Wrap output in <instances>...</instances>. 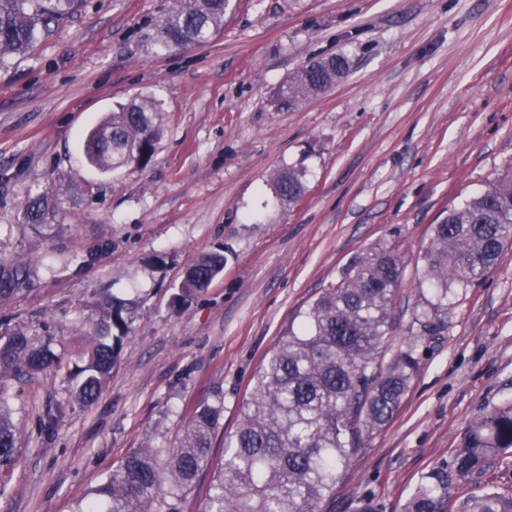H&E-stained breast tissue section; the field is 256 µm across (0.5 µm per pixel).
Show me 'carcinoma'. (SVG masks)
Segmentation results:
<instances>
[{
	"label": "carcinoma",
	"instance_id": "obj_1",
	"mask_svg": "<svg viewBox=\"0 0 512 512\" xmlns=\"http://www.w3.org/2000/svg\"><path fill=\"white\" fill-rule=\"evenodd\" d=\"M79 0H0V60L28 51L48 37ZM232 10V0H178L162 21L165 49L202 45L211 40ZM348 69L342 55L315 60L282 87L292 104L326 92ZM155 107L132 99L88 133L83 152L101 172L146 167L156 149ZM274 197L294 204L305 193L300 174L280 172ZM58 207L46 193L22 209L26 224L58 235ZM512 244V170L482 193L432 225L423 255L425 306L415 316L405 348L385 360L391 307L402 284L399 258L385 247L355 257L341 280L301 313L297 329L280 337L253 376L240 408L238 427L224 437V458L213 463L212 437L221 426L224 399L198 403L182 426L174 448H139L70 512H180L195 491L199 474L211 472L200 512H326L336 485L362 435L386 426L398 412L418 368L417 344L435 334L439 313L455 292L470 288L495 268ZM111 244L95 243L64 255L49 253L22 263L0 255V303L26 291L34 280L57 271L56 256L74 273L100 261ZM221 250L201 255L185 271L172 297L189 305L224 270ZM131 311L111 299L97 302L89 318V343L78 360L55 347L51 336L33 334L19 324L0 322V495L5 494L17 461V431L11 421L12 387L40 373L67 370L69 397L94 403L112 372ZM512 454V398L474 420L452 451L450 461L425 474L402 512H512V494L487 488L458 502V482L480 474Z\"/></svg>",
	"mask_w": 512,
	"mask_h": 512
}]
</instances>
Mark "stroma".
<instances>
[{
  "mask_svg": "<svg viewBox=\"0 0 512 512\" xmlns=\"http://www.w3.org/2000/svg\"><path fill=\"white\" fill-rule=\"evenodd\" d=\"M175 0H83L27 54L0 64V254L32 262L96 239L112 251L0 304V320L86 345L102 290L133 302L130 333L99 399H67L66 376L21 384L20 464L0 512H70L128 453L171 448L190 408L224 396L221 434L299 313L359 254L403 263L387 355L423 305L430 230L512 166V0H237L212 39L162 49ZM349 68L291 106L280 86L315 59ZM151 98L159 131L147 167L100 173L88 130L118 104ZM302 173L296 204L275 203L283 168ZM59 204L61 235L23 223L31 197ZM223 248L222 274L190 306L171 297L184 269ZM393 420L365 435L329 512H402L421 477L448 463L465 429L512 396V245L448 302L422 340ZM61 406L52 438L38 430ZM512 493V456L459 482Z\"/></svg>",
  "mask_w": 512,
  "mask_h": 512,
  "instance_id": "stroma-1",
  "label": "stroma"
}]
</instances>
